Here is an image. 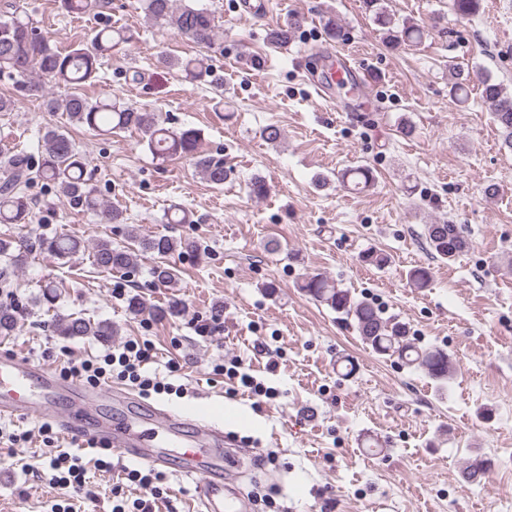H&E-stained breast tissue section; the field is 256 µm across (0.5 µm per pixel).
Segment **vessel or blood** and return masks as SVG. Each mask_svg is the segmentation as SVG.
Segmentation results:
<instances>
[{
  "label": "vessel or blood",
  "instance_id": "vessel-or-blood-1",
  "mask_svg": "<svg viewBox=\"0 0 512 512\" xmlns=\"http://www.w3.org/2000/svg\"><path fill=\"white\" fill-rule=\"evenodd\" d=\"M330 78L351 77L355 85L369 87L370 72L342 61L330 68ZM135 398L124 390L86 386L61 379L49 367H35L14 353L0 354V416H33L60 423L67 432L106 443L123 456L154 466L167 467L172 449H180L183 474L197 480L201 512H249L250 505L234 487L225 484V467L234 466L224 448L234 442L214 423L198 421L184 434L185 415L158 410L151 421L136 417L113 422V404L133 405Z\"/></svg>",
  "mask_w": 512,
  "mask_h": 512
}]
</instances>
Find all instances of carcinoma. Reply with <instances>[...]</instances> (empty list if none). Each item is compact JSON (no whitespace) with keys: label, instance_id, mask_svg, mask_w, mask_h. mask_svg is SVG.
Listing matches in <instances>:
<instances>
[{"label":"carcinoma","instance_id":"1","mask_svg":"<svg viewBox=\"0 0 512 512\" xmlns=\"http://www.w3.org/2000/svg\"><path fill=\"white\" fill-rule=\"evenodd\" d=\"M366 7L374 12L377 23L386 28V35L393 43L416 45L422 42L424 29L416 23L405 22L399 30L391 26L386 11L379 7L380 0H365ZM481 0H452L454 13L466 18L479 11ZM62 10L68 15H97L102 0H60ZM145 11L156 21H163L176 34L192 42L210 47L216 41L211 13L204 8L184 4L174 6L173 0H144ZM295 24L290 23L269 32L268 41L275 47L288 45ZM134 40L131 30L104 24L93 30L86 42L60 49L34 26L17 15L0 18V80L12 81L28 92H37L41 86L26 84L25 77L33 72L68 89L62 101L49 100L53 109L62 108L69 120L99 135L129 129L141 131L150 152L162 158L189 156L198 172L209 183L220 186L227 178L224 158L197 152L200 132L196 129L174 130L157 113L121 102L103 98L92 100L81 92L88 82L96 80L104 60ZM166 65L181 77L202 82L212 77L213 70L203 56L166 58ZM468 79L461 72L455 73L449 94L458 103L468 100ZM482 96L492 106V118L499 127L503 144L512 148V92L503 84L486 77L482 83ZM44 150L37 159L26 155L0 158V224H32L33 208L24 188L35 180L54 188L60 202H68L82 210L101 217L107 224H123V211L106 207L99 198L97 187L87 174V162L67 133L58 127H47L42 135ZM341 182L354 189L363 190L374 184L376 176L369 165H360L340 175ZM426 241L431 250L442 260L450 261L467 246L455 224H428ZM128 245L112 246V241L100 239L93 252V265L106 271L131 268L137 252L151 253L161 262L151 269L154 281L169 286L177 281V269L164 262L175 253H192L198 250L195 241L163 234L142 236L137 229L127 232ZM80 249V242L67 235L52 237L38 235L33 241L19 239L0 240V283H5L27 256L37 250L57 260H65ZM409 280L416 288L431 285L430 268L418 265L409 271ZM300 290L314 300L342 314L352 322L363 343L380 356L395 357L407 365L424 368L429 376L442 384L452 374L448 353L438 347L421 348L410 338L409 328L400 321L383 317L380 309L367 299L355 297L350 290L339 287L321 274L306 277ZM58 299V284L47 281L42 285L38 303L51 310ZM183 310L182 301L170 299L164 308L154 311V317L167 320ZM25 312L13 304L0 303V336H11L18 329ZM54 332L69 338L94 336L109 342L117 330L106 321H94L80 314H54Z\"/></svg>","mask_w":512,"mask_h":512}]
</instances>
